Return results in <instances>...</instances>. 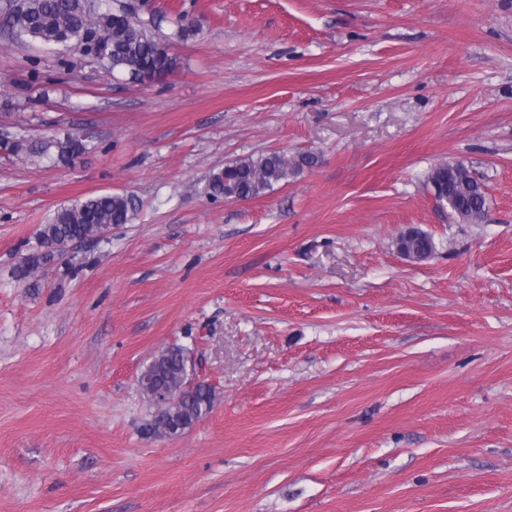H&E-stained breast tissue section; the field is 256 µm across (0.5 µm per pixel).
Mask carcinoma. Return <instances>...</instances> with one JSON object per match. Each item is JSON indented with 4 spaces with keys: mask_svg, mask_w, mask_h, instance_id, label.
<instances>
[{
    "mask_svg": "<svg viewBox=\"0 0 512 512\" xmlns=\"http://www.w3.org/2000/svg\"><path fill=\"white\" fill-rule=\"evenodd\" d=\"M0 29L12 33L15 41H38L65 52L77 50L134 80L166 75L177 66L176 58L162 50L163 38L154 22L125 13L122 5L114 9L108 0H0ZM56 147L62 160L84 150L82 141L70 136L57 142ZM317 162L313 154H301L291 161L275 151L251 155L213 173L210 194L235 200L255 198ZM425 186L436 187L439 199L450 203L448 218L465 223L484 218L486 192L464 162L453 168L437 166L427 176ZM135 210L134 198L124 194L90 196L61 207L39 230L45 251L26 256L19 266V277L29 278L60 255L61 247L68 242L92 240L114 225L129 223ZM403 247L428 256L435 251L427 233L408 236ZM169 352L166 387L180 393L181 400L169 408L168 416L174 424L195 423L210 413L215 392L204 380L191 391L182 390L181 346L175 345Z\"/></svg>",
    "mask_w": 512,
    "mask_h": 512,
    "instance_id": "cac0c4a2",
    "label": "carcinoma"
}]
</instances>
